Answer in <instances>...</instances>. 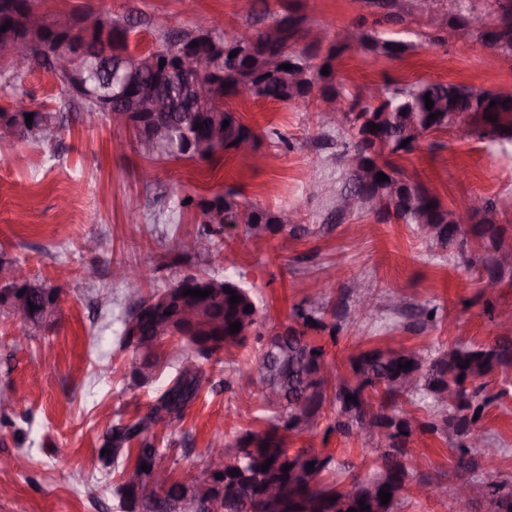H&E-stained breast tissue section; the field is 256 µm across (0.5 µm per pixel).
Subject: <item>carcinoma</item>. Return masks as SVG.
I'll return each instance as SVG.
<instances>
[{"mask_svg": "<svg viewBox=\"0 0 512 512\" xmlns=\"http://www.w3.org/2000/svg\"><path fill=\"white\" fill-rule=\"evenodd\" d=\"M415 2L368 0V6L378 11L382 21L401 25L419 17ZM484 2L490 4L487 15L496 25L494 32L485 31L483 8L477 0H448L447 21L436 27L430 42H448L450 31L455 37L466 34L497 52L499 57L512 59V0ZM33 10L34 0H0V27L11 23L10 28L0 32V37L21 34L18 20ZM98 17L117 32L112 49L128 50V28L108 15L100 13ZM67 37L66 29L46 22L42 31L33 35L39 47L47 51L54 50ZM187 39L189 35L177 34L167 38L159 48L141 53L134 73L119 72L110 63L102 65L94 60L80 65L83 86L76 95L67 93L68 103L89 112L101 97L112 92V86L120 78L136 87H154L153 62L178 53ZM353 43L361 45L376 59H401L414 49L411 42L359 27L344 30L326 45L323 37L309 28L306 16L293 9L251 33L230 40L210 36L204 46L212 53L208 61L214 72L211 104L200 110L189 104L188 87L173 84L164 88L174 103L173 111L168 113L167 128L159 135H145L139 142L151 153L201 161L211 160L220 153L237 152L235 141L248 142L254 148L257 135L235 112L224 109L225 97L247 93L258 99L302 104L312 101L310 92L316 88L324 98L349 103V110L343 116L341 149L336 154V164L344 180L340 187H332L327 198L356 199L348 212L350 216L364 211L379 221L395 219L413 225L432 248L450 255L465 257L472 236L485 250L479 258L483 274L498 282L508 276L512 278V265L501 261L504 254L512 259V247L503 245L506 228L497 223L493 202H482L479 209L471 211L468 218L475 220V224L467 229L455 210L445 207L425 185L405 177L392 162V157L412 152L425 135L452 130L462 114L480 115L481 123L472 129L479 139L488 138L503 150L512 146V93L429 80L414 84L387 83L375 89L379 92L377 96L371 88L347 92L337 80L335 62ZM233 51L237 55L232 58ZM283 64L291 65L292 69L281 68ZM325 67L330 74H322ZM427 94L433 102L430 110L425 106ZM432 114L436 119H430ZM4 118L18 127L17 142H50L65 121L63 113L41 109L33 112L30 125L26 124L23 112H0V120ZM225 120L229 125L224 128ZM372 123L381 129L370 130ZM406 139L409 143L401 146ZM355 152L364 155L372 166L388 170V180H370L361 168L348 165L346 157ZM236 196V191L229 190L208 200L190 199L200 209L203 226L191 249H209L212 236L222 231L227 216L244 224L246 233L253 237L262 236L260 224L274 235L285 232L298 238L308 233L302 224H281L277 213L240 205ZM220 281L223 287L212 289V294L206 296L208 304L203 314L222 319L224 334L213 340L223 343V353L229 354L245 347L250 337H261L260 318L248 289L228 277ZM228 288L240 296L239 302L229 303ZM24 289L25 302L33 303L27 325L34 329L55 325L59 309H54L50 316L45 314L46 300L55 289L38 282ZM324 315L325 311L319 307L297 308L298 326L289 327L284 335L278 331L268 335L265 347L261 348L253 383L263 408L269 412L268 427L262 432L247 430L233 443L218 449L225 465L223 512H347L350 508L360 509L361 501L369 507L367 512H393L409 477L400 457L409 456L408 447L417 431L445 439L453 456L457 481L469 480V475L482 466L481 460L492 462L493 449L489 448V438L480 430L479 422L497 396L487 393L484 378L498 369L512 367V337L500 336L492 343L478 346L457 344L430 359L416 350L376 347L349 356L351 376L333 383L331 376L321 374L326 365L324 347L308 335L310 331L328 329ZM164 319L162 310L144 318L143 336L148 345L143 350L129 348L126 336H121L122 347L131 349L133 355L131 380L135 383L151 378L159 357L150 349L161 347L170 335ZM234 322L241 327L232 334L229 327ZM177 345L183 353L182 366L149 411L135 422H118L103 436L101 448L108 453L102 459L114 463L128 458L131 442L137 443L134 464L123 472L134 470L138 482L131 486L123 481L114 490L122 512H173L189 490L200 499L214 493L207 468L189 481L172 477L164 485L154 483L155 473L164 470L162 455L154 443L160 414L171 420L181 418L203 383L209 381L184 350L207 360L214 356L212 352L203 353L193 338H181ZM408 361L412 362L410 368L398 369V365ZM348 395L356 401L346 399ZM418 395L431 400L437 412L430 421L417 425L416 417L403 407L401 399L411 401ZM328 402L336 412L329 429L340 434H363L370 439L369 429L379 425L390 429L388 435L376 442L380 455L373 471L351 478L355 485L369 483L374 492L364 491L352 501L343 499L336 487L332 456L312 450L292 453L286 448L289 436L317 427ZM269 458L273 462L264 471L261 466ZM309 462L313 463L311 469L307 468ZM144 464L150 469L142 470ZM286 465L290 470L285 473ZM235 469L239 474H233ZM269 484L282 489L284 497L280 502L271 503L263 497ZM381 491L391 494L385 505L378 496Z\"/></svg>", "mask_w": 512, "mask_h": 512, "instance_id": "carcinoma-1", "label": "carcinoma"}]
</instances>
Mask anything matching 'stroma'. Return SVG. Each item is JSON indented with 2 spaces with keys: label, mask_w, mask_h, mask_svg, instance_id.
Listing matches in <instances>:
<instances>
[{
  "label": "stroma",
  "mask_w": 512,
  "mask_h": 512,
  "mask_svg": "<svg viewBox=\"0 0 512 512\" xmlns=\"http://www.w3.org/2000/svg\"><path fill=\"white\" fill-rule=\"evenodd\" d=\"M37 10L57 25L85 9L132 19V44L156 48L168 35L191 32L208 17L215 37L231 38L253 24V0H36ZM294 7L312 27L335 32L355 22L375 29L376 13L357 0H268L269 11ZM433 22L397 26L413 42L402 60H373L360 46L336 62L347 91L386 82L431 80L512 92V61L486 66L481 44L460 38L429 44ZM35 108L63 106L58 83L43 71L29 74L20 89L0 84V111L17 95ZM260 137L261 164L245 155H219L202 163L158 157L143 150L134 134L100 112H74L51 143L0 144V259L19 261L31 279L60 288L61 319L35 331L0 311V390L24 394L9 417H0V512H121L113 493L119 467L99 458L101 438L113 422L146 413L174 371L159 367L148 382L132 383L131 351L121 347V317L137 298L151 297L187 274L229 276L250 289L262 317V334L296 325L294 308L320 307L335 332L317 340L330 369L349 374V355L374 347L416 350L437 356L448 346L488 344L501 335L500 320L512 315V281L482 295L477 268L432 249L412 226L352 216L364 234L350 236L336 223L328 198L313 195L312 182L340 181L335 127L319 125L314 108L240 94L224 100ZM279 129L287 144L267 138ZM256 155V156H257ZM405 176L433 191L445 207L481 196L497 205L512 246V149L455 129L423 137L417 149L397 158ZM235 188L239 199L270 211L293 208L311 234L298 239L249 237L228 224L210 251L183 254L177 243L197 234L200 211L183 206ZM350 222V223H351ZM135 268L138 294L114 280L112 270ZM371 286L380 308L358 313L357 285ZM437 308L424 322L422 308ZM258 341L221 363L202 361L217 390L203 389L183 419L159 433L157 446L178 479L201 473L215 441L231 443L239 432L267 426L262 401L245 379L256 367ZM497 402L480 423L498 449L496 477L512 478V368L488 379ZM332 406L318 426L291 436L290 450L309 448L333 455L337 481L369 472L377 457L363 437L330 431ZM418 456L419 477L441 483L433 497L411 496L396 512H466L453 497L451 453L446 442L416 434L409 446Z\"/></svg>",
  "instance_id": "1"
}]
</instances>
